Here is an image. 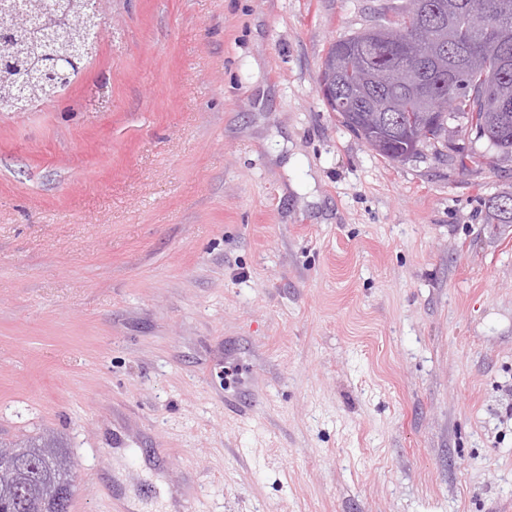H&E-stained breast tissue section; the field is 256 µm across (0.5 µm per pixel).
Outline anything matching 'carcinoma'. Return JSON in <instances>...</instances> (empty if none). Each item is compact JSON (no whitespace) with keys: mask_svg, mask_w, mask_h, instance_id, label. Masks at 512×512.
Wrapping results in <instances>:
<instances>
[{"mask_svg":"<svg viewBox=\"0 0 512 512\" xmlns=\"http://www.w3.org/2000/svg\"><path fill=\"white\" fill-rule=\"evenodd\" d=\"M74 0H3L0 21L8 23L21 9L37 14L50 6L69 17L63 33L46 40L25 28L0 41V112H25L30 104L47 99L45 76L55 74L62 85L73 80L95 49L88 38V29L103 24V16L81 5L73 9ZM431 16L448 18V47L444 55L436 54L432 44L423 42L415 56L404 57L400 45L382 43L365 37L357 30L333 42L328 52L344 46L348 53L336 74L342 87L357 93L356 102L338 104L340 122L367 145L383 143L379 155L390 162H405L432 147L441 155L454 151L448 145L450 112L469 128L472 142H481L484 149L455 151L458 165L467 169L485 163L487 154L495 152L503 159L512 157V15L508 17L509 32L500 45H482L463 22L467 0H428ZM396 20L388 21L406 38L416 25L415 18L399 7L392 8ZM417 65L420 85L429 95L431 111L421 112L408 92L398 84L379 90H368L370 68L396 69L406 61ZM462 76V90L447 100L441 83L450 72ZM492 208L499 224L512 223V193L494 197ZM6 455L5 473L0 474V512H70L73 494V463L62 450L58 437L52 433L27 436L16 443H0V455Z\"/></svg>","mask_w":512,"mask_h":512,"instance_id":"cac0c4a2","label":"carcinoma"}]
</instances>
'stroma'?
Masks as SVG:
<instances>
[{"label":"stroma","instance_id":"stroma-1","mask_svg":"<svg viewBox=\"0 0 512 512\" xmlns=\"http://www.w3.org/2000/svg\"><path fill=\"white\" fill-rule=\"evenodd\" d=\"M403 2L105 0L0 114V439L62 437L71 512H512V159L388 162L318 91Z\"/></svg>","mask_w":512,"mask_h":512}]
</instances>
